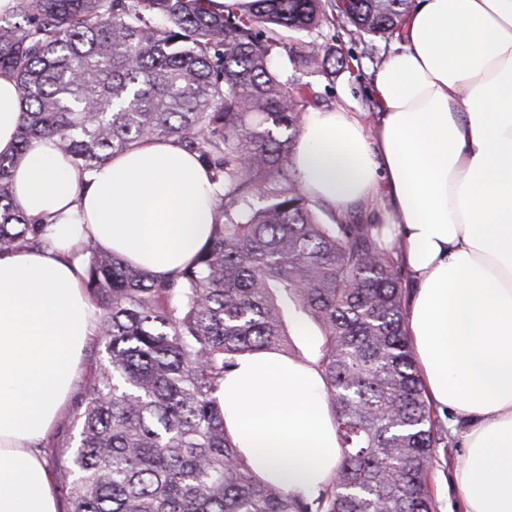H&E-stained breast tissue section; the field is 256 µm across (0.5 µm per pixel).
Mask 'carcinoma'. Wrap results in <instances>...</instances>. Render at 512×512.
Instances as JSON below:
<instances>
[{
  "label": "carcinoma",
  "instance_id": "obj_1",
  "mask_svg": "<svg viewBox=\"0 0 512 512\" xmlns=\"http://www.w3.org/2000/svg\"><path fill=\"white\" fill-rule=\"evenodd\" d=\"M410 0H17L0 15V72L20 97L15 154L0 155V252L46 243L14 202L32 142L93 170L154 138L197 156L219 185L191 265L165 278L93 245L84 288L101 358L53 458L69 512H436L431 475L451 441L412 351L404 269L377 227L340 221L301 189L291 156L319 95L271 58L288 29L327 21L399 35ZM293 71L344 67L313 41ZM322 383L341 459L290 492L258 477L216 393L238 358L289 353Z\"/></svg>",
  "mask_w": 512,
  "mask_h": 512
}]
</instances>
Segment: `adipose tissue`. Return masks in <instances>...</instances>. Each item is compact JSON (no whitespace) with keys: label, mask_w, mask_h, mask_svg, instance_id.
<instances>
[{"label":"adipose tissue","mask_w":512,"mask_h":512,"mask_svg":"<svg viewBox=\"0 0 512 512\" xmlns=\"http://www.w3.org/2000/svg\"><path fill=\"white\" fill-rule=\"evenodd\" d=\"M372 98L368 120L308 109L292 165L338 218L363 210L394 227L427 394L467 424L453 468L464 512H512V0H416ZM19 118L2 73L1 154ZM13 185L51 245L0 253V512H58L39 445L71 404L94 331L70 254L90 241L171 275L208 238L216 187L170 140L88 172L50 137L18 158ZM218 398L257 475L295 491L329 482L341 451L314 370L246 354Z\"/></svg>","instance_id":"adipose-tissue-1"}]
</instances>
